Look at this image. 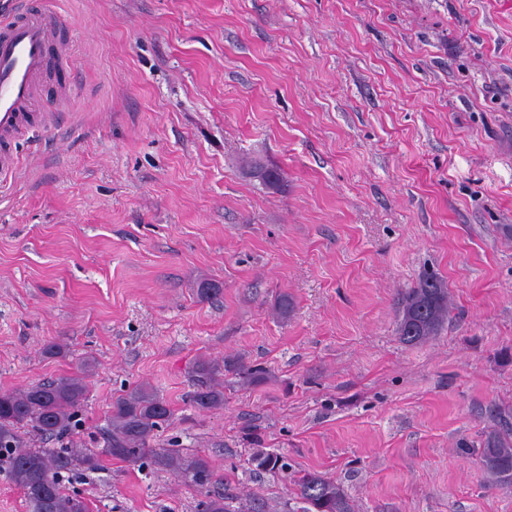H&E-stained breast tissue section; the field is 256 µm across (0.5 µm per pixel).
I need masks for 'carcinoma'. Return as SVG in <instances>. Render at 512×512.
Returning <instances> with one entry per match:
<instances>
[{
	"mask_svg": "<svg viewBox=\"0 0 512 512\" xmlns=\"http://www.w3.org/2000/svg\"><path fill=\"white\" fill-rule=\"evenodd\" d=\"M398 335L417 344L438 333L448 320V288L435 273H424L415 287L399 298ZM219 364L197 362L192 372V405L201 412L224 405V385L216 376ZM87 386L78 376L38 382L24 388L0 390V464L24 493L30 512H88L87 504L65 492L61 473L77 463L88 470L100 467L99 455L77 448H34L19 434L30 427L37 435L59 438L74 427V418L86 398ZM174 412L150 386L139 383L112 401L110 428L102 454L138 463L150 459L161 470L181 475L204 496L202 512H234L224 494L211 490L213 470L209 457L190 459L173 449L150 450L157 433L170 426ZM480 460L485 471L504 485L512 484V445L499 434L487 436ZM256 469L276 472L286 468L282 457L260 452L253 456ZM296 512H354L352 501L336 480L307 471L294 479Z\"/></svg>",
	"mask_w": 512,
	"mask_h": 512,
	"instance_id": "1",
	"label": "carcinoma"
}]
</instances>
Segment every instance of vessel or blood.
<instances>
[{
    "label": "vessel or blood",
    "mask_w": 512,
    "mask_h": 512,
    "mask_svg": "<svg viewBox=\"0 0 512 512\" xmlns=\"http://www.w3.org/2000/svg\"><path fill=\"white\" fill-rule=\"evenodd\" d=\"M61 13L33 9L29 0H9L0 11V177L19 163L15 145L29 131V111L39 98L43 77L71 71L65 42L57 36Z\"/></svg>",
    "instance_id": "b4317fda"
}]
</instances>
